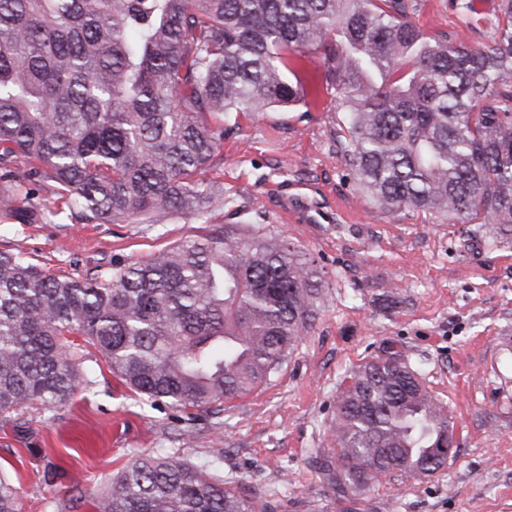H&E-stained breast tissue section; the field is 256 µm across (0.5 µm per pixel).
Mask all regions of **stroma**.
Wrapping results in <instances>:
<instances>
[{"label":"stroma","mask_w":512,"mask_h":512,"mask_svg":"<svg viewBox=\"0 0 512 512\" xmlns=\"http://www.w3.org/2000/svg\"><path fill=\"white\" fill-rule=\"evenodd\" d=\"M498 2L474 0L465 20L454 0H418L416 18L428 34L474 45L487 42ZM297 69L303 104L225 120L206 219L81 224L41 189L33 223L0 224V250L17 243L45 271L73 274L141 263L232 226L258 228L287 237L324 284L280 372L221 411L150 402L85 347L93 386L56 410L0 420V474L18 487L20 512H97L128 463L171 453L194 462L220 454L225 480L277 501L278 512H342L315 457L331 446L344 380L388 351L403 353L447 407L455 454L428 476H381L357 512H512V242L488 248L466 225L379 210L345 161L319 53L299 51Z\"/></svg>","instance_id":"obj_1"}]
</instances>
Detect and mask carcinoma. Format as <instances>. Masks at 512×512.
Returning <instances> with one entry per match:
<instances>
[{
    "label": "carcinoma",
    "instance_id": "obj_1",
    "mask_svg": "<svg viewBox=\"0 0 512 512\" xmlns=\"http://www.w3.org/2000/svg\"><path fill=\"white\" fill-rule=\"evenodd\" d=\"M407 0H0V188H50L85 224L202 216L224 117L292 107L295 52L321 54L358 185L403 208L512 240V0L480 46L434 38ZM318 271L284 237L235 228L111 273H47L0 251V418L92 385L73 336L131 388L184 409L268 383L312 326ZM319 455L344 512L378 476L441 455L448 411L402 355L363 365ZM0 512H20L0 477ZM98 512H274L217 461L136 459Z\"/></svg>",
    "mask_w": 512,
    "mask_h": 512
}]
</instances>
